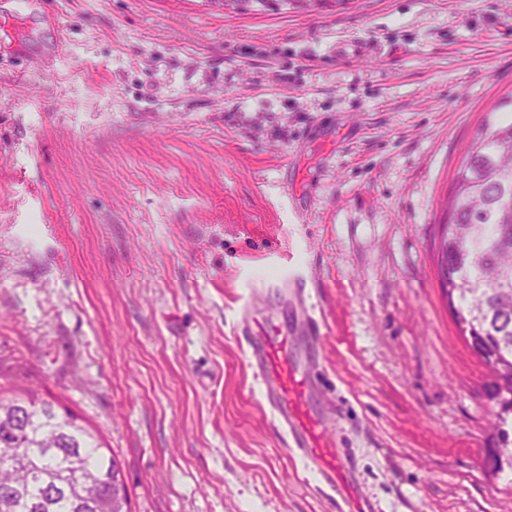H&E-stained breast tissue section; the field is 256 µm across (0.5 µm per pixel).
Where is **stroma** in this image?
<instances>
[{
	"label": "stroma",
	"mask_w": 512,
	"mask_h": 512,
	"mask_svg": "<svg viewBox=\"0 0 512 512\" xmlns=\"http://www.w3.org/2000/svg\"><path fill=\"white\" fill-rule=\"evenodd\" d=\"M511 93L512 0H0V383L91 425L133 512H336L249 312L318 351L373 512H512L436 267L462 150ZM272 10H281L282 6H288V9L316 10V9H345L351 3V0H224V10L231 12L245 13L254 7L253 4ZM271 5H277L270 8Z\"/></svg>",
	"instance_id": "obj_1"
}]
</instances>
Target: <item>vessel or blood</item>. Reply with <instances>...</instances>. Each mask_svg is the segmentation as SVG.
Masks as SVG:
<instances>
[{
  "label": "vessel or blood",
  "mask_w": 512,
  "mask_h": 512,
  "mask_svg": "<svg viewBox=\"0 0 512 512\" xmlns=\"http://www.w3.org/2000/svg\"><path fill=\"white\" fill-rule=\"evenodd\" d=\"M245 345L269 412L286 432L292 453L335 492L339 512H370L352 477L351 461L327 440L324 417L313 400L315 361L299 363L289 336L273 324H260L247 332Z\"/></svg>",
  "instance_id": "b4317fda"
}]
</instances>
